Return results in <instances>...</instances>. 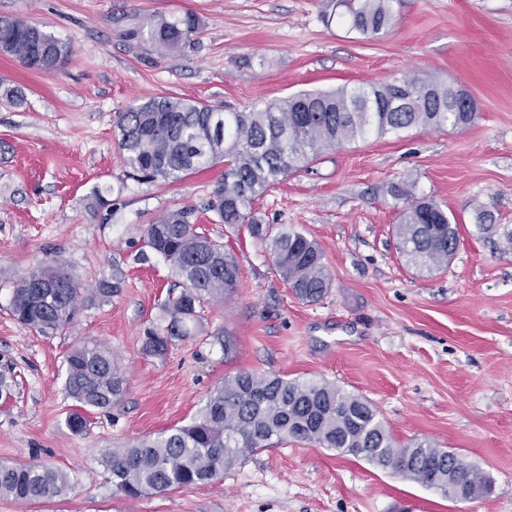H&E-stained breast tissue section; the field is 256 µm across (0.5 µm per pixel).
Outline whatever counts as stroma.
I'll return each mask as SVG.
<instances>
[{"label":"stroma","instance_id":"35a3bbf8","mask_svg":"<svg viewBox=\"0 0 512 512\" xmlns=\"http://www.w3.org/2000/svg\"><path fill=\"white\" fill-rule=\"evenodd\" d=\"M196 14L191 43L146 36L156 15ZM71 47L60 70L0 53V462L65 472L66 497L0 512H512V0H398L378 37L351 31L336 0H0ZM417 74L453 83L478 112L457 130L412 129L325 151L255 204L264 224L313 239L331 276L320 302L295 298L264 246L216 221L204 202L223 164L175 182L125 176L121 112L151 96L243 111L302 91ZM400 185L447 205L460 245L447 266L408 264L396 248ZM190 208L232 247L237 290L202 314L204 333L163 357L145 326L179 279L159 256L137 263L144 228ZM495 230L480 234L478 211ZM52 260L85 288L121 275V293L42 336L9 311L15 279ZM226 336V344L215 335ZM91 337L127 380L121 402L80 409L65 357ZM241 371L323 379L366 399L394 439H427L489 474L493 491L452 502L434 489L329 448L288 440L256 451L209 485L125 499L101 464L112 447L188 424L208 392ZM83 411L84 432L66 418Z\"/></svg>","mask_w":512,"mask_h":512}]
</instances>
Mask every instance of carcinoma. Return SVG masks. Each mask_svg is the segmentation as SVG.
Here are the masks:
<instances>
[{
  "mask_svg": "<svg viewBox=\"0 0 512 512\" xmlns=\"http://www.w3.org/2000/svg\"><path fill=\"white\" fill-rule=\"evenodd\" d=\"M398 0H339L350 29L368 37L392 25ZM199 18L186 13L149 20V40L167 50L189 43ZM0 52L24 67L51 72L70 46L22 18H0ZM455 87L436 79L405 75L387 83H361L333 92L304 91L249 111L156 96L132 105L118 121V146L128 175L146 182H174L216 162L224 174L207 203L218 221L238 232L247 227L265 245L275 271L293 294L316 303L329 292L331 278L317 244L283 226L278 230L255 217L265 193L309 160L344 143L370 135L382 137L413 128L466 127L474 113L461 111ZM407 201L396 225L399 253L429 270L448 264L458 246V229L448 212L431 198H416L394 186ZM193 210L168 212L143 232L148 251L182 279L183 290L160 304L158 323L144 328L142 352L162 357L175 341L197 335L200 311L238 288L234 253L192 221ZM121 278L102 282L82 294L64 268L41 265L19 277L11 288L9 309L21 324L52 336L73 325L87 303L108 301ZM65 391L83 409L108 410L124 396L127 383L117 360L98 341L83 338L67 355ZM338 449L384 471L442 492L454 481L474 497L492 492V478L451 451L422 440L395 441L376 411L363 398L317 379L240 372L215 386L193 421L145 436L128 448H111L103 458L112 485L125 498L138 500L224 477L249 454L286 439ZM72 490L69 477L39 464L0 463V497L37 501Z\"/></svg>",
  "mask_w": 512,
  "mask_h": 512,
  "instance_id": "cac0c4a2",
  "label": "carcinoma"
}]
</instances>
